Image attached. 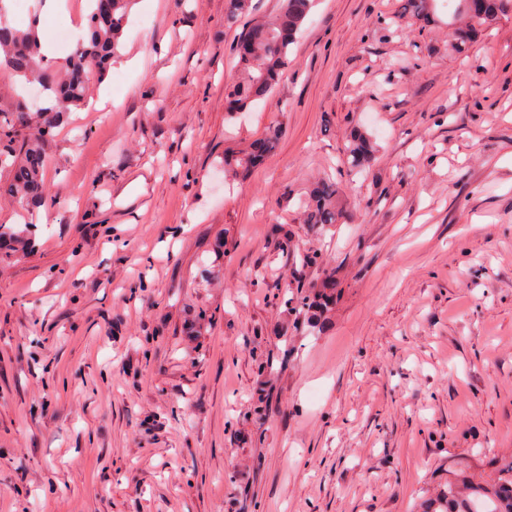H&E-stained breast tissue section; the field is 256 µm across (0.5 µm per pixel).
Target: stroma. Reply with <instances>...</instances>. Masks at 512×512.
Returning a JSON list of instances; mask_svg holds the SVG:
<instances>
[{"label": "stroma", "instance_id": "35a3bbf8", "mask_svg": "<svg viewBox=\"0 0 512 512\" xmlns=\"http://www.w3.org/2000/svg\"><path fill=\"white\" fill-rule=\"evenodd\" d=\"M30 2L10 24L64 59L87 0ZM280 6L136 0L108 101L55 130L52 203L0 196L32 237L0 249V512H417L512 460V14L461 54L392 32L398 0H315L283 79L228 112L234 46ZM327 174L352 218L318 230ZM331 269L334 309L291 312ZM279 133L276 129L269 131L260 141L253 143L249 149L229 160L224 156V173L227 168L249 170L254 167L262 157L270 156L277 144ZM375 151L376 147L371 137L362 132L355 133L347 148L351 168L363 170L372 160Z\"/></svg>", "mask_w": 512, "mask_h": 512}]
</instances>
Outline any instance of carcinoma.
<instances>
[{
    "label": "carcinoma",
    "instance_id": "1",
    "mask_svg": "<svg viewBox=\"0 0 512 512\" xmlns=\"http://www.w3.org/2000/svg\"><path fill=\"white\" fill-rule=\"evenodd\" d=\"M447 0H401L398 15L435 16L438 2ZM451 17L463 15L469 25L456 29V46L465 49L473 33L488 26L499 16L512 13V0H454ZM133 0H89L87 30L76 50L58 69L44 61L34 28L19 30L2 20L6 15L0 0V69L25 82H37L44 89L40 101L32 105L19 99L8 112H0V170L9 179L0 184V193L22 204L44 205L50 196L45 181L46 147L53 129L72 107L83 104L92 78L107 72L117 53L128 12ZM314 0H284L279 14L272 20L250 26L241 36L251 48L236 52L239 58L237 77L225 87L233 112L244 110L251 102L267 95L288 69V54L295 35L308 18ZM251 0H225V19L234 23L245 16ZM277 130L268 132L249 149L229 160L224 168L248 170L263 157L270 156L277 144ZM376 147L368 135L357 132L347 148L351 168L362 170L372 160ZM336 181L321 179L311 190L307 223L340 224L346 214L338 201ZM325 291L313 297L296 299V306L313 314L321 313L332 302L335 275L325 277ZM491 508L486 512H512V464L507 466L501 482L490 492L482 493ZM424 512H480L478 503L468 499L458 484L448 483Z\"/></svg>",
    "mask_w": 512,
    "mask_h": 512
}]
</instances>
